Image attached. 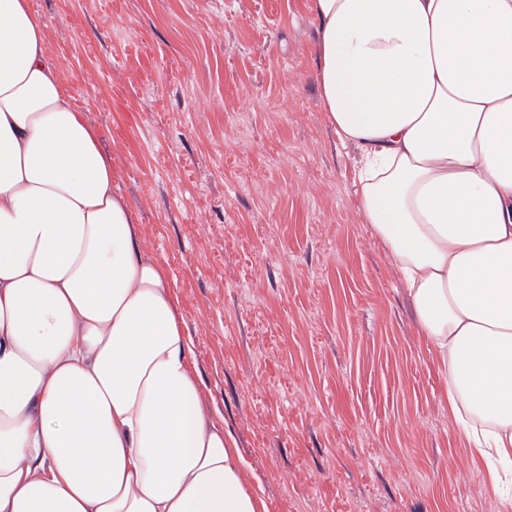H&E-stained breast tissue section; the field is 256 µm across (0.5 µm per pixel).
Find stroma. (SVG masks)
<instances>
[{"mask_svg": "<svg viewBox=\"0 0 512 512\" xmlns=\"http://www.w3.org/2000/svg\"><path fill=\"white\" fill-rule=\"evenodd\" d=\"M269 512H501L359 213L308 0H31Z\"/></svg>", "mask_w": 512, "mask_h": 512, "instance_id": "obj_1", "label": "stroma"}]
</instances>
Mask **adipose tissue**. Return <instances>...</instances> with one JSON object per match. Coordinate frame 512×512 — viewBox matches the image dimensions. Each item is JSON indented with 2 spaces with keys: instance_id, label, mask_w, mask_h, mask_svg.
<instances>
[{
  "instance_id": "ef3b65f1",
  "label": "adipose tissue",
  "mask_w": 512,
  "mask_h": 512,
  "mask_svg": "<svg viewBox=\"0 0 512 512\" xmlns=\"http://www.w3.org/2000/svg\"><path fill=\"white\" fill-rule=\"evenodd\" d=\"M448 415L512 506V0H309ZM29 0H0V512H268Z\"/></svg>"
}]
</instances>
